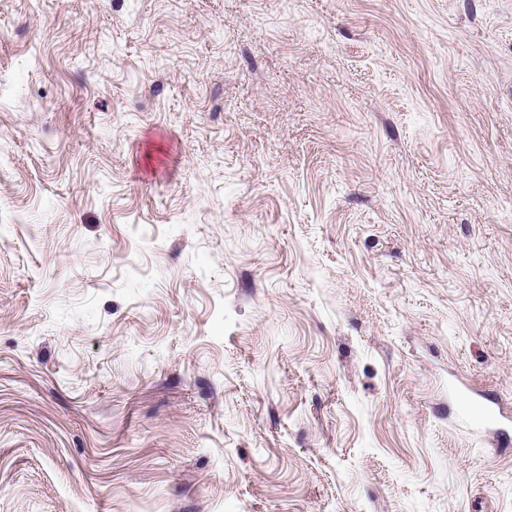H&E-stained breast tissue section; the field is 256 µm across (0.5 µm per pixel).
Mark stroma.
Segmentation results:
<instances>
[{"label":"stroma","instance_id":"35a3bbf8","mask_svg":"<svg viewBox=\"0 0 512 512\" xmlns=\"http://www.w3.org/2000/svg\"><path fill=\"white\" fill-rule=\"evenodd\" d=\"M0 512H512V0H0Z\"/></svg>","mask_w":512,"mask_h":512}]
</instances>
